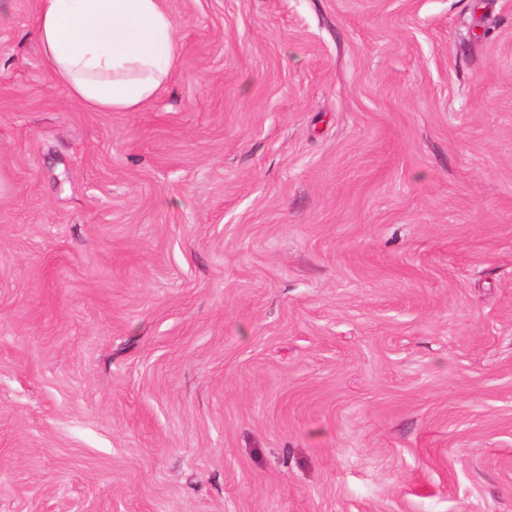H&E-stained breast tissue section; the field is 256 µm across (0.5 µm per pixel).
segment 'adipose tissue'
<instances>
[{"label":"adipose tissue","instance_id":"adipose-tissue-1","mask_svg":"<svg viewBox=\"0 0 512 512\" xmlns=\"http://www.w3.org/2000/svg\"><path fill=\"white\" fill-rule=\"evenodd\" d=\"M35 34L56 86L96 112H137L182 61L163 0H37Z\"/></svg>","mask_w":512,"mask_h":512}]
</instances>
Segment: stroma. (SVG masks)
<instances>
[{
    "instance_id": "35a3bbf8",
    "label": "stroma",
    "mask_w": 512,
    "mask_h": 512,
    "mask_svg": "<svg viewBox=\"0 0 512 512\" xmlns=\"http://www.w3.org/2000/svg\"><path fill=\"white\" fill-rule=\"evenodd\" d=\"M138 112L0 23V512H512V0H164Z\"/></svg>"
}]
</instances>
